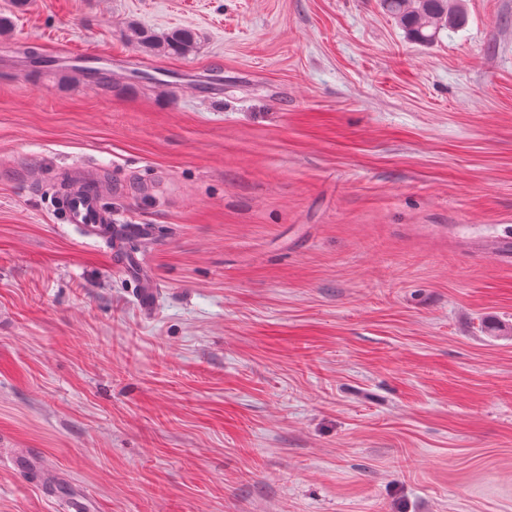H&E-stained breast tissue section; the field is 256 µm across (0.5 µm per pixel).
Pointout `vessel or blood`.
I'll return each mask as SVG.
<instances>
[{
    "mask_svg": "<svg viewBox=\"0 0 512 512\" xmlns=\"http://www.w3.org/2000/svg\"><path fill=\"white\" fill-rule=\"evenodd\" d=\"M104 193L105 188L97 178L71 175L57 198L58 213L64 223L83 225L87 235L108 244L122 268L138 279L140 286L135 297L139 306L144 312H152L155 284L142 261L127 254L124 249L125 235L145 239L149 237L150 229L143 224H127L122 233H114L112 213L102 205Z\"/></svg>",
    "mask_w": 512,
    "mask_h": 512,
    "instance_id": "1",
    "label": "vessel or blood"
}]
</instances>
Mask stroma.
<instances>
[{"label":"stroma","mask_w":512,"mask_h":512,"mask_svg":"<svg viewBox=\"0 0 512 512\" xmlns=\"http://www.w3.org/2000/svg\"><path fill=\"white\" fill-rule=\"evenodd\" d=\"M462 8L0 0V512H512V0ZM459 0H380L382 9L420 45H431L442 30L461 27L465 16ZM127 39L134 45L167 56H186L196 45V34L189 29H176L157 36L147 30L130 27ZM104 185L95 177L74 174L57 198V210L65 224H81L88 236L101 239L112 249L123 269L135 276L140 283L135 298L141 309L149 314L153 310L155 284L139 259L124 249V234L148 238L150 227L146 224H124L122 233L113 234L112 212L102 205Z\"/></svg>","instance_id":"1"}]
</instances>
